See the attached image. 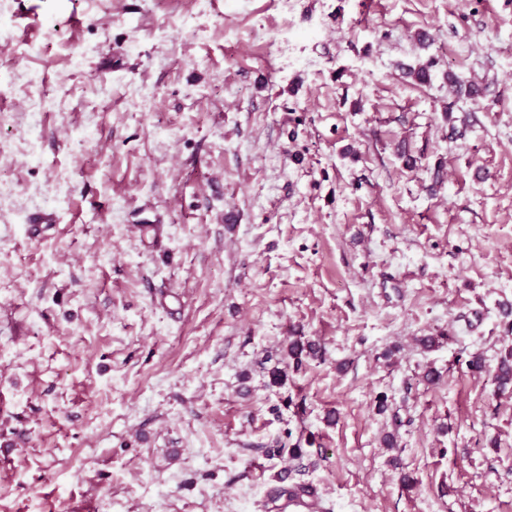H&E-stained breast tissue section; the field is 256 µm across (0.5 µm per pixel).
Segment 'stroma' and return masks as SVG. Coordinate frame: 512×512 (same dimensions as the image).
I'll return each instance as SVG.
<instances>
[{"mask_svg":"<svg viewBox=\"0 0 512 512\" xmlns=\"http://www.w3.org/2000/svg\"><path fill=\"white\" fill-rule=\"evenodd\" d=\"M1 27L0 512H262L285 470L319 512H512V0ZM319 353L320 347L314 342H304L301 338L290 341L288 347L281 351V358L278 362V364H283L284 366H276L269 372L272 383L280 384L286 378L289 360L299 364L303 355L317 357Z\"/></svg>","mask_w":512,"mask_h":512,"instance_id":"1","label":"stroma"}]
</instances>
